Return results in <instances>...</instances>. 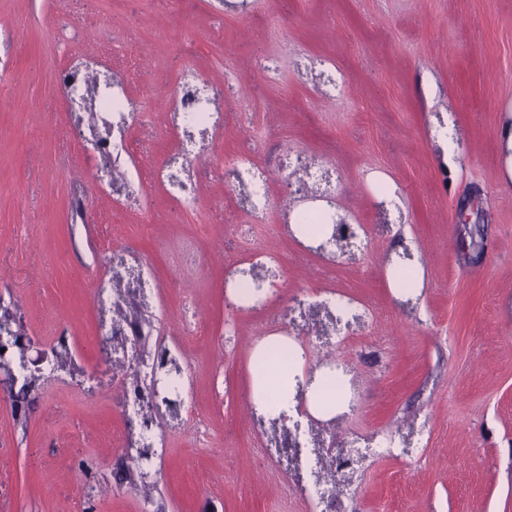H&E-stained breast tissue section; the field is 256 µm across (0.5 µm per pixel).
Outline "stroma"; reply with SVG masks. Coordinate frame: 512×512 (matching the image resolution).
<instances>
[{
	"label": "stroma",
	"instance_id": "obj_1",
	"mask_svg": "<svg viewBox=\"0 0 512 512\" xmlns=\"http://www.w3.org/2000/svg\"><path fill=\"white\" fill-rule=\"evenodd\" d=\"M276 66L277 82L256 64ZM328 61L344 96L320 99L300 64ZM91 66L153 120L127 145L145 192L122 204L81 164L82 138L55 73ZM244 78L224 80L225 68ZM224 109L212 154L191 169L198 217L152 176L167 147L168 92L185 70ZM512 121V0H0V304L37 348L67 337L72 361L33 379L21 411L0 404V512H307L262 451L243 398L250 351L288 316L277 304L224 315L248 255L274 248V285L337 290L373 304L376 324L340 349L356 397L337 440L424 423L423 457L366 463L339 512H512V179L500 127ZM288 151L336 171V210L379 221L388 188L402 211L360 260L329 263L292 234L314 206L292 182L267 220L225 189L218 155H252L265 175ZM414 247L424 287L403 306L388 281L396 244ZM148 259L165 291L150 346L180 336L182 303L204 332L187 343L201 431L172 434L150 485L121 449L122 420L89 368L102 363L91 277L106 249Z\"/></svg>",
	"mask_w": 512,
	"mask_h": 512
}]
</instances>
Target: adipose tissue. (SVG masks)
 I'll return each mask as SVG.
<instances>
[{
    "label": "adipose tissue",
    "instance_id": "adipose-tissue-1",
    "mask_svg": "<svg viewBox=\"0 0 512 512\" xmlns=\"http://www.w3.org/2000/svg\"><path fill=\"white\" fill-rule=\"evenodd\" d=\"M302 363L293 340L275 335L256 344L251 354L253 399L274 415L288 409L294 400L291 380Z\"/></svg>",
    "mask_w": 512,
    "mask_h": 512
}]
</instances>
